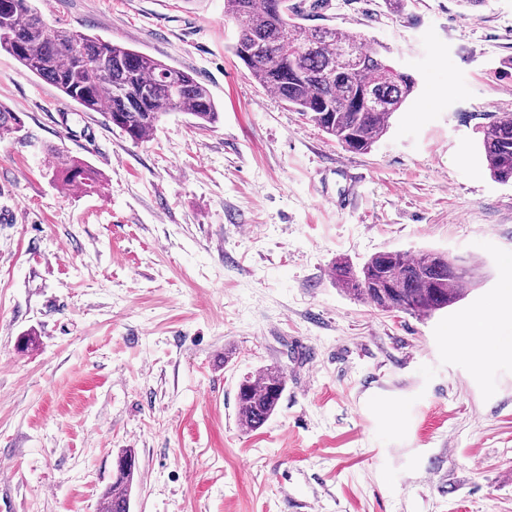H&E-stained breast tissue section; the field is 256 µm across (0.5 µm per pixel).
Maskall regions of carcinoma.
<instances>
[{
    "mask_svg": "<svg viewBox=\"0 0 512 512\" xmlns=\"http://www.w3.org/2000/svg\"><path fill=\"white\" fill-rule=\"evenodd\" d=\"M303 14L294 0H224V18L238 28L233 52L253 79L342 148L367 151L414 95L416 80L387 64L364 35L304 27L296 22ZM1 50L83 111L101 113L136 144L171 112H184L202 127L220 120L209 89L192 74L123 44L57 27L35 0H0ZM481 151L491 177L512 182V115L484 126ZM59 165L69 186L98 187L97 174L83 162L62 155ZM333 277L340 288L383 311L430 316L464 297L472 271L443 252L410 257L385 251L357 267L340 260ZM285 389L278 369L243 377L237 392L242 428L262 427L278 410ZM135 468L134 451L122 450L101 496L105 512H130Z\"/></svg>",
    "mask_w": 512,
    "mask_h": 512,
    "instance_id": "1",
    "label": "carcinoma"
}]
</instances>
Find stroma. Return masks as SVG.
Masks as SVG:
<instances>
[{"label":"stroma","instance_id":"stroma-1","mask_svg":"<svg viewBox=\"0 0 512 512\" xmlns=\"http://www.w3.org/2000/svg\"><path fill=\"white\" fill-rule=\"evenodd\" d=\"M303 3L418 82L371 151L250 76L224 0H38L208 86L216 125L176 112L139 144L0 52V512H101L124 448L130 512H512V183L480 154L512 113V0ZM64 154L100 187L66 186ZM421 250L474 273L428 318L329 275ZM267 367L286 390L248 432L238 384Z\"/></svg>","mask_w":512,"mask_h":512}]
</instances>
